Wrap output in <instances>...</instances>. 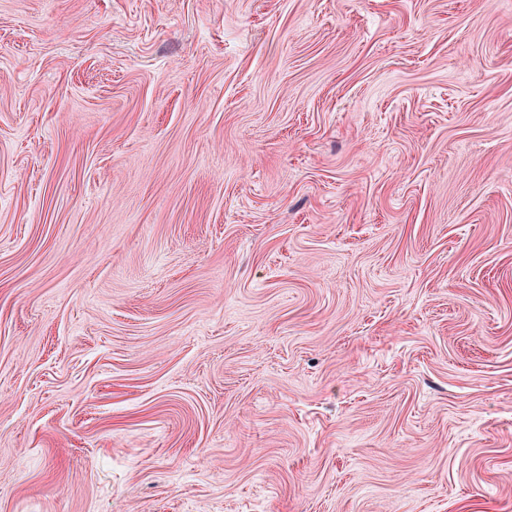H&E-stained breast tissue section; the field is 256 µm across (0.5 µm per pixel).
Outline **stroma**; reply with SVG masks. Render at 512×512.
I'll list each match as a JSON object with an SVG mask.
<instances>
[{
	"label": "stroma",
	"instance_id": "obj_1",
	"mask_svg": "<svg viewBox=\"0 0 512 512\" xmlns=\"http://www.w3.org/2000/svg\"><path fill=\"white\" fill-rule=\"evenodd\" d=\"M0 512H512V0H0Z\"/></svg>",
	"mask_w": 512,
	"mask_h": 512
}]
</instances>
